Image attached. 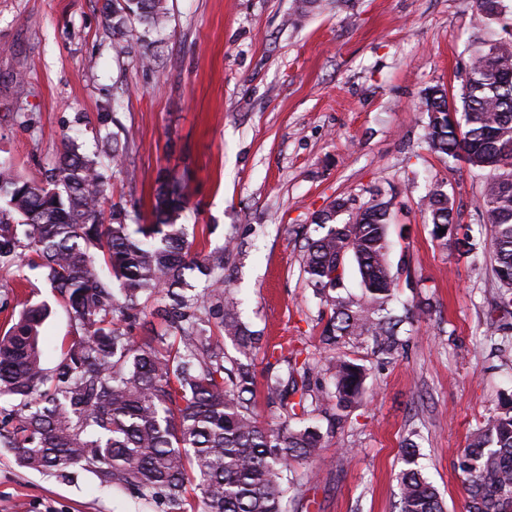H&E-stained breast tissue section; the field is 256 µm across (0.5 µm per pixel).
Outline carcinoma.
<instances>
[{
  "mask_svg": "<svg viewBox=\"0 0 512 512\" xmlns=\"http://www.w3.org/2000/svg\"><path fill=\"white\" fill-rule=\"evenodd\" d=\"M166 0H103L119 35L167 22ZM505 0H475V47L461 105L445 88L427 89L423 142L448 162L464 161L484 179L480 200L498 284L494 309L512 314V22ZM99 155L64 139L45 180L20 176L0 159V269L10 287L33 288L37 271L73 323L56 364H43L40 329L47 303L23 304L0 336V447L27 471L63 480L93 476L148 512H297L303 494L296 466L319 456L342 413L360 404L368 369L347 350L366 339L392 360L405 345L401 327L431 305L401 303L389 261V201L375 195L346 224L348 199L336 198L313 223L326 230L302 246L307 287L329 310L319 358L280 354L263 392L279 418L257 420L255 357L262 335L242 322L224 288L232 238L206 253L177 223L187 198L158 177L151 220L127 223L112 207ZM437 241L452 235L453 201L440 185L426 194ZM445 233H439V230ZM362 290L337 293L347 259ZM144 335H134L136 328ZM486 340L512 348V324L490 320ZM231 343L234 353L225 348ZM398 512H446L418 462L401 448ZM457 468L466 477L467 512H512V401L474 431Z\"/></svg>",
  "mask_w": 512,
  "mask_h": 512,
  "instance_id": "1",
  "label": "carcinoma"
}]
</instances>
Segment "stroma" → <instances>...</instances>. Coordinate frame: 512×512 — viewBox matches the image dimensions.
Returning <instances> with one entry per match:
<instances>
[{
	"label": "stroma",
	"mask_w": 512,
	"mask_h": 512,
	"mask_svg": "<svg viewBox=\"0 0 512 512\" xmlns=\"http://www.w3.org/2000/svg\"><path fill=\"white\" fill-rule=\"evenodd\" d=\"M102 5L0 0V157L41 180L64 136L81 133L90 153L97 132L118 131L129 149L116 162L138 178L112 179L110 202L148 216L158 172L178 179L189 201L179 221L198 227L200 246L237 236L225 276L241 319L267 346L312 353L324 310L300 272L312 219L342 196L344 223L382 193L400 298L433 311L395 359L369 342L356 349L366 393L321 458L298 468L307 512H397L411 436L447 512H466L457 455L512 391V350L485 339L495 281L478 217L484 183L426 149L428 115L417 105L437 84L459 98L474 0H322L297 26L287 19L298 0H168V26L147 62L136 33L113 36ZM116 162L103 157L104 174ZM434 183L458 214L457 239L444 245L426 216ZM465 237L476 253L458 249ZM31 299L51 305L41 328L51 364L72 323L44 282ZM128 509L89 475L28 472L0 448V512Z\"/></svg>",
	"instance_id": "obj_1"
}]
</instances>
